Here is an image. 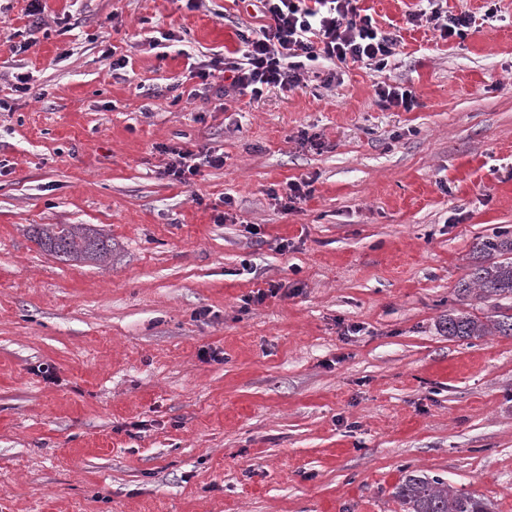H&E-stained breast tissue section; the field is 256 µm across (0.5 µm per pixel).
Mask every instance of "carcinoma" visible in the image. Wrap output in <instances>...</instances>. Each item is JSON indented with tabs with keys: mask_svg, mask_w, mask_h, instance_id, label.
<instances>
[{
	"mask_svg": "<svg viewBox=\"0 0 512 512\" xmlns=\"http://www.w3.org/2000/svg\"><path fill=\"white\" fill-rule=\"evenodd\" d=\"M30 237L64 262L104 263L112 256V237L88 224H32ZM483 262L460 284L463 294L495 302L498 312L478 317L450 310L442 330L451 338L512 336V236L505 233L478 243ZM403 512H494L485 498L457 490L423 470H407L394 491Z\"/></svg>",
	"mask_w": 512,
	"mask_h": 512,
	"instance_id": "carcinoma-1",
	"label": "carcinoma"
}]
</instances>
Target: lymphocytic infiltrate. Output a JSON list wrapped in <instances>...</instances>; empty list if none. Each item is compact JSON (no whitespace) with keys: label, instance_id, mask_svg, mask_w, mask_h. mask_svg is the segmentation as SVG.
Wrapping results in <instances>:
<instances>
[{"label":"lymphocytic infiltrate","instance_id":"obj_1","mask_svg":"<svg viewBox=\"0 0 512 512\" xmlns=\"http://www.w3.org/2000/svg\"><path fill=\"white\" fill-rule=\"evenodd\" d=\"M268 22L241 33L239 50L189 63L188 79L198 80L192 96L223 99L227 91L253 100L264 93L299 87L316 62L362 63L384 71L396 54V34L380 30L359 0H258ZM169 160L163 177L181 183L200 166L220 168L224 157L213 151L196 153L177 145L164 146Z\"/></svg>","mask_w":512,"mask_h":512}]
</instances>
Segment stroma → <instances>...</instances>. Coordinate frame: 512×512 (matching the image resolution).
<instances>
[{
	"label": "stroma",
	"instance_id": "obj_1",
	"mask_svg": "<svg viewBox=\"0 0 512 512\" xmlns=\"http://www.w3.org/2000/svg\"><path fill=\"white\" fill-rule=\"evenodd\" d=\"M29 5L0 0V512H401L408 467L512 512V337L438 328L495 312L457 284L512 229V0H447L474 24L446 40L419 0H359L399 37L385 71L220 108L188 59L239 48L253 0ZM170 144L224 166L164 178ZM32 224L102 229L112 260ZM375 94L378 100L389 106L403 107L405 111L412 110L417 105V98L412 89L381 82L376 85ZM30 237L64 262L104 263L112 256V238L88 224H32Z\"/></svg>",
	"mask_w": 512,
	"mask_h": 512
}]
</instances>
